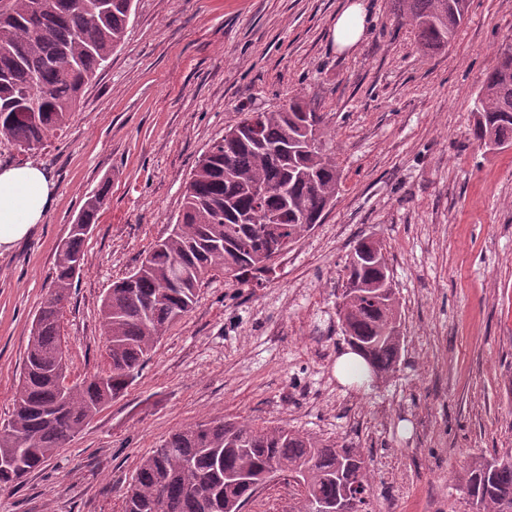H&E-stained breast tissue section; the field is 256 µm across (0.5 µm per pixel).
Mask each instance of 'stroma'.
Wrapping results in <instances>:
<instances>
[{
	"label": "stroma",
	"mask_w": 512,
	"mask_h": 512,
	"mask_svg": "<svg viewBox=\"0 0 512 512\" xmlns=\"http://www.w3.org/2000/svg\"><path fill=\"white\" fill-rule=\"evenodd\" d=\"M350 0H133L124 41L62 135L0 161L42 165L55 202L0 256V422L13 411L34 316L85 193L106 205L62 318L67 383L105 369L100 308L176 224L197 158L240 120L298 96L322 112L342 187L321 223L260 279L204 282L120 398L56 457L0 490V512H122L140 460L176 429L230 418L357 448L372 512H471L456 475L512 450V147L468 135L512 0H471L447 49L423 52L393 0L340 52ZM383 242L404 349L383 383L343 384L336 315L356 242Z\"/></svg>",
	"instance_id": "obj_1"
}]
</instances>
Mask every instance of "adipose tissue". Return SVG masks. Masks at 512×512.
<instances>
[{
    "instance_id": "obj_1",
    "label": "adipose tissue",
    "mask_w": 512,
    "mask_h": 512,
    "mask_svg": "<svg viewBox=\"0 0 512 512\" xmlns=\"http://www.w3.org/2000/svg\"><path fill=\"white\" fill-rule=\"evenodd\" d=\"M53 200L54 183L41 166H0V254L29 238Z\"/></svg>"
}]
</instances>
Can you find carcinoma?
Segmentation results:
<instances>
[{
    "label": "carcinoma",
    "instance_id": "cac0c4a2",
    "mask_svg": "<svg viewBox=\"0 0 512 512\" xmlns=\"http://www.w3.org/2000/svg\"><path fill=\"white\" fill-rule=\"evenodd\" d=\"M133 0H8L0 7V141L42 148L65 127L83 88L124 41ZM396 16L424 50L448 47L470 0H395ZM473 142L512 146V40L486 73L470 130ZM341 170L323 115L299 99L244 113L198 158L186 182L178 224L139 268L113 283L101 305L107 367L81 384H64L63 310L85 264V225L106 205L105 191L85 194L55 260L52 289L34 320L14 409L0 431V488L57 455L83 424L123 395L169 327L187 314L204 280L240 279L269 269L321 222L336 200ZM338 316L351 349L370 356L363 372L397 370L404 337L394 335L399 301L383 245L363 239L349 254ZM278 466L302 481L298 512L323 505L369 512L370 470L355 448L288 425L221 419L206 430H175L142 458L122 512H237ZM475 512H512V460L473 461L460 476Z\"/></svg>",
    "mask_w": 512,
    "mask_h": 512
}]
</instances>
